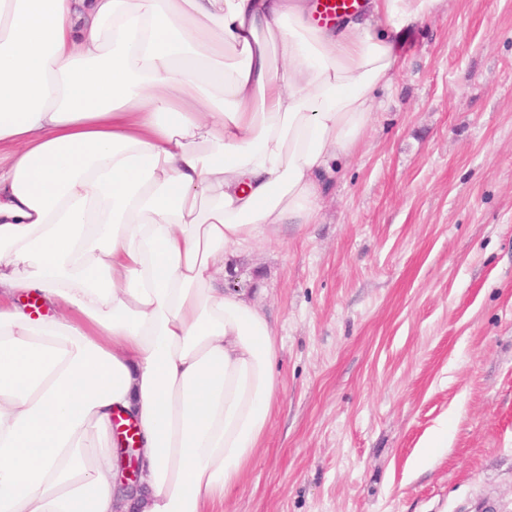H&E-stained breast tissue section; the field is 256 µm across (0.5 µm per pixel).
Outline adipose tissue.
Wrapping results in <instances>:
<instances>
[{
  "mask_svg": "<svg viewBox=\"0 0 512 512\" xmlns=\"http://www.w3.org/2000/svg\"><path fill=\"white\" fill-rule=\"evenodd\" d=\"M440 2L367 0L330 29L305 0H0V512L235 497L280 382L232 261L317 222ZM131 430V426H129L126 430L127 432H129L128 436L131 438L132 443L126 441V445L124 447L127 449L125 454H127L129 462L128 465L121 472L120 484L122 485L126 493L133 495L134 492L138 490L140 483L138 456L140 454L141 448L138 445L136 433H131ZM135 452H138L137 456Z\"/></svg>",
  "mask_w": 512,
  "mask_h": 512,
  "instance_id": "ef3b65f1",
  "label": "adipose tissue"
}]
</instances>
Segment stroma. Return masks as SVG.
<instances>
[{
	"instance_id": "obj_1",
	"label": "stroma",
	"mask_w": 512,
	"mask_h": 512,
	"mask_svg": "<svg viewBox=\"0 0 512 512\" xmlns=\"http://www.w3.org/2000/svg\"><path fill=\"white\" fill-rule=\"evenodd\" d=\"M402 56L318 223L237 261L282 394L225 512H512V0Z\"/></svg>"
}]
</instances>
